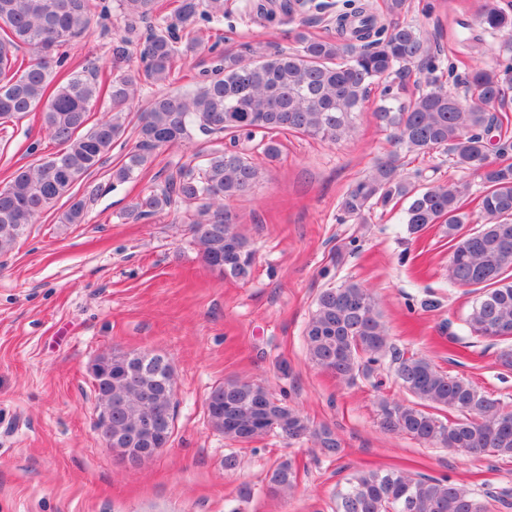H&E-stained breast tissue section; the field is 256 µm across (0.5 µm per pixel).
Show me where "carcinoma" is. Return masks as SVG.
Masks as SVG:
<instances>
[{
  "mask_svg": "<svg viewBox=\"0 0 512 512\" xmlns=\"http://www.w3.org/2000/svg\"><path fill=\"white\" fill-rule=\"evenodd\" d=\"M117 6L124 28L112 54L125 59L128 47H134L144 64L145 80L156 85L168 83L175 60L200 45L190 37L197 18L211 21L224 13L222 0H181L173 15L144 31L143 24L156 17L158 0H117ZM405 9L406 0H385L392 23L384 25L372 4L362 0L351 11L336 14V34L331 37L298 32V49L255 60L237 53L217 55L193 90L149 100L137 116V142L112 168V180L137 179L156 151L188 142L197 133L228 135L233 145L260 133L259 149L269 160L280 154L275 135L283 131L335 141L353 132L355 114L372 87L383 80L382 98L373 111L377 126L408 152L427 154L444 148L457 167L478 173L486 185L479 208L487 223L463 232L468 184H411L401 173L396 153L377 160L368 175L347 189L340 211L360 219L375 205L404 198V223L410 231L443 225L453 242L449 283L477 292L463 319L464 329L477 338L512 340V163L489 161V139L497 140L502 155L512 149V102L505 92L512 83V64L473 71L461 94L446 90L434 77L437 56L428 40L415 26L397 21ZM110 23L104 0H0V125L38 112L49 137L62 146L40 163L18 168L0 187V255L63 198L68 206L60 223H85L88 200L100 192L92 186L79 197L73 190L87 184L125 134L127 112L138 92L137 77L119 74L103 82L93 65L72 69L66 47L91 27L105 29ZM478 23L486 30L512 32V14L498 0H483ZM22 46L34 57L18 58ZM412 67L426 73L427 79L425 86L409 93L404 79ZM104 100L109 102V117L91 121L93 109ZM258 174L246 154L233 147L198 152L192 163L172 169L164 185L138 197L128 216L138 221L181 205L197 206L191 232L204 262L222 277L245 278L255 252L225 216L224 200L247 193ZM304 341L310 362L344 383L376 376L384 365H391L393 381L411 401L380 400L383 430L462 455L512 457V407L416 353L395 351L374 297L359 283L346 282L318 293ZM148 354L152 358L144 372L114 375L102 383L99 393L110 407L112 449L122 456L141 447L144 420L158 424L157 447H165L163 437L173 435L174 370L161 363L163 355L148 350L100 357L107 363L125 356L137 362ZM206 410L210 426L234 442L250 444L279 431L290 440L311 438L328 457L344 451L330 426H311L260 383H219L206 399ZM436 410L454 412L456 417L444 422ZM295 481L287 460L266 473L273 491L291 490ZM489 499L449 476L370 468L348 479L337 495L336 512H488Z\"/></svg>",
  "mask_w": 512,
  "mask_h": 512,
  "instance_id": "cac0c4a2",
  "label": "carcinoma"
}]
</instances>
